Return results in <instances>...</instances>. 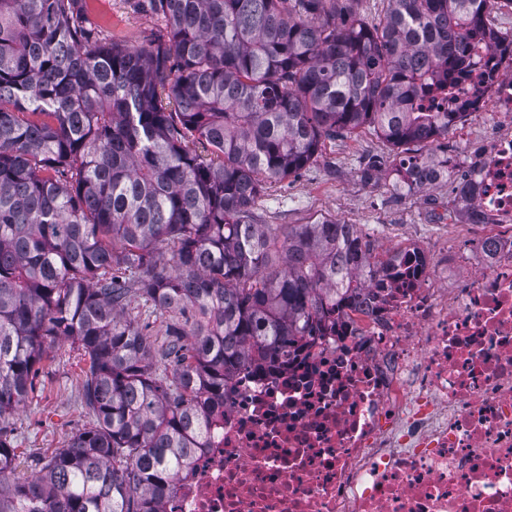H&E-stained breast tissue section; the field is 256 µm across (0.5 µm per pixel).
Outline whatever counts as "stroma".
I'll return each instance as SVG.
<instances>
[{"label":"stroma","mask_w":512,"mask_h":512,"mask_svg":"<svg viewBox=\"0 0 512 512\" xmlns=\"http://www.w3.org/2000/svg\"><path fill=\"white\" fill-rule=\"evenodd\" d=\"M84 6L90 20L120 43L145 44L163 26L162 19L138 11L132 0H85ZM371 158L382 166L367 183L360 169ZM398 163L390 144L367 129L325 140L300 175L264 192L256 213L264 224H307L330 217L357 225L377 258L399 234L431 239L444 232L461 247L476 249L479 240L468 227L447 225L453 178L403 193L392 176ZM84 366L81 348L64 340L41 362L33 392L9 421L16 476L34 474L42 459L92 427L94 417L82 404Z\"/></svg>","instance_id":"stroma-1"}]
</instances>
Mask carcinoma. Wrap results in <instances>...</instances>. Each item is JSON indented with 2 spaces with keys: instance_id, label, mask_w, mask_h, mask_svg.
I'll return each mask as SVG.
<instances>
[{
  "instance_id": "1",
  "label": "carcinoma",
  "mask_w": 512,
  "mask_h": 512,
  "mask_svg": "<svg viewBox=\"0 0 512 512\" xmlns=\"http://www.w3.org/2000/svg\"><path fill=\"white\" fill-rule=\"evenodd\" d=\"M80 2L0 0V512H164L229 377L311 335L370 265L357 225L279 233L257 198L365 126L422 166L411 146L453 113L421 103L512 0H384L370 25L360 0H136L165 22L141 46ZM136 298L194 312L167 325L169 376ZM62 339L95 425L18 479L8 416Z\"/></svg>"
}]
</instances>
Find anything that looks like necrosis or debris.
I'll list each match as a JSON object with an SVG mask.
<instances>
[{
	"mask_svg": "<svg viewBox=\"0 0 512 512\" xmlns=\"http://www.w3.org/2000/svg\"><path fill=\"white\" fill-rule=\"evenodd\" d=\"M449 223L409 236L311 336L242 366L165 512H512V43L470 48Z\"/></svg>",
	"mask_w": 512,
	"mask_h": 512,
	"instance_id": "1",
	"label": "necrosis or debris"
}]
</instances>
